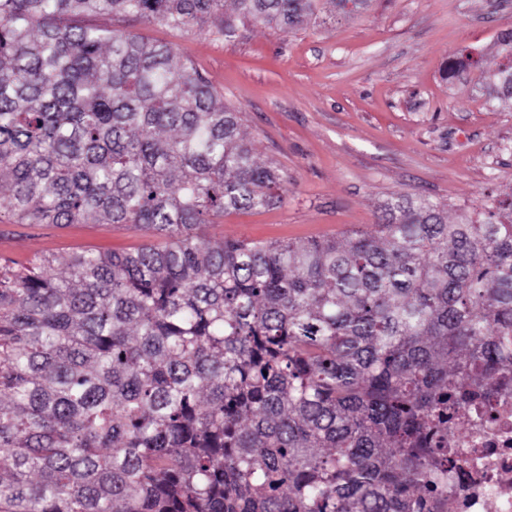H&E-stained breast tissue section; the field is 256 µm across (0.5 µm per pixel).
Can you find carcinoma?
<instances>
[{
    "label": "carcinoma",
    "mask_w": 512,
    "mask_h": 512,
    "mask_svg": "<svg viewBox=\"0 0 512 512\" xmlns=\"http://www.w3.org/2000/svg\"><path fill=\"white\" fill-rule=\"evenodd\" d=\"M370 0H0V199L131 224L0 262V512H452L448 430L512 397V193L411 194L306 241L201 227L281 201L238 109L121 16L232 36ZM494 74L512 103V34ZM479 60L451 59L452 78Z\"/></svg>",
    "instance_id": "1"
}]
</instances>
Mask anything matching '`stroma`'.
Returning <instances> with one entry per match:
<instances>
[{
  "label": "stroma",
  "mask_w": 512,
  "mask_h": 512,
  "mask_svg": "<svg viewBox=\"0 0 512 512\" xmlns=\"http://www.w3.org/2000/svg\"><path fill=\"white\" fill-rule=\"evenodd\" d=\"M97 23L174 45L240 110L257 158L280 169L281 203L216 218L205 228L211 242L369 229L397 193L452 212L512 194V107L489 83L501 62L497 38L512 32V0H372L344 17L328 4L297 32L245 21L230 38L208 25ZM465 49L481 54V67L444 79ZM148 240L127 224H21L0 232V255L62 259Z\"/></svg>",
  "instance_id": "stroma-1"
}]
</instances>
